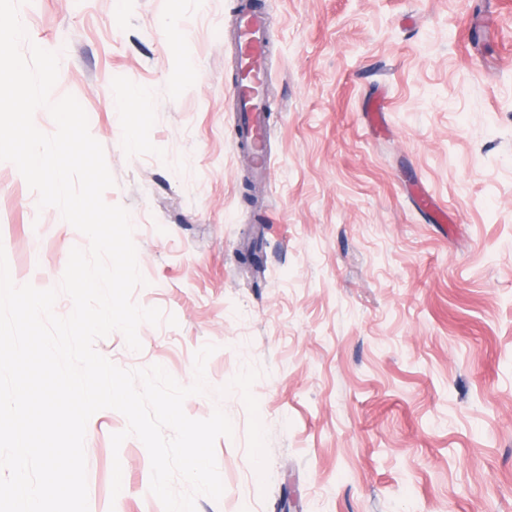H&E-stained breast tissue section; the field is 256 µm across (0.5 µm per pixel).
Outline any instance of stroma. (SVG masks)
I'll list each match as a JSON object with an SVG mask.
<instances>
[{
    "mask_svg": "<svg viewBox=\"0 0 512 512\" xmlns=\"http://www.w3.org/2000/svg\"><path fill=\"white\" fill-rule=\"evenodd\" d=\"M270 18V184L235 139L239 0H26L62 46L53 98L85 109L145 279L174 315L98 353L206 364L220 500L197 512H512V0H260ZM0 162L15 283L57 286L85 235ZM89 420L90 512H163L142 442ZM122 489L111 493L112 465Z\"/></svg>",
    "mask_w": 512,
    "mask_h": 512,
    "instance_id": "35a3bbf8",
    "label": "stroma"
}]
</instances>
